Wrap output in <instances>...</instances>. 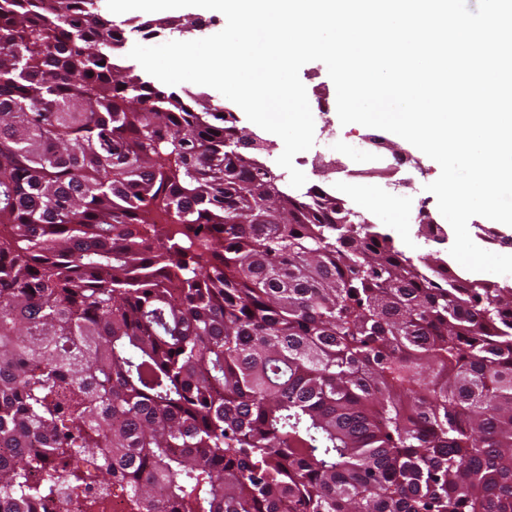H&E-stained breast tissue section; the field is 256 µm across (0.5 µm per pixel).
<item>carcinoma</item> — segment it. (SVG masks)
<instances>
[{
	"mask_svg": "<svg viewBox=\"0 0 512 512\" xmlns=\"http://www.w3.org/2000/svg\"><path fill=\"white\" fill-rule=\"evenodd\" d=\"M125 42L0 0V512H512V286L289 193Z\"/></svg>",
	"mask_w": 512,
	"mask_h": 512,
	"instance_id": "obj_1",
	"label": "carcinoma"
}]
</instances>
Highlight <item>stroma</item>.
<instances>
[{
  "label": "stroma",
  "instance_id": "1",
  "mask_svg": "<svg viewBox=\"0 0 512 512\" xmlns=\"http://www.w3.org/2000/svg\"><path fill=\"white\" fill-rule=\"evenodd\" d=\"M299 77L304 84L314 118V151L327 153L343 151L336 166L321 168L308 176V185H318L330 194L343 199L348 208L359 211L372 224L388 234L395 245L417 260L451 262L450 248L454 232L441 215L435 196L427 194L425 187L435 181L441 172L439 164L400 136L358 123L341 124L337 115L335 86L326 66L319 61L303 65ZM401 159L411 174L407 187L399 196H391L387 185L376 178L362 180V193H353V180L347 171L378 167L380 161ZM423 198L434 223L441 225L438 237H427L421 224L409 211V198ZM469 234L479 247L498 254L512 255V227L491 224L484 217L475 216L468 222Z\"/></svg>",
  "mask_w": 512,
  "mask_h": 512
}]
</instances>
